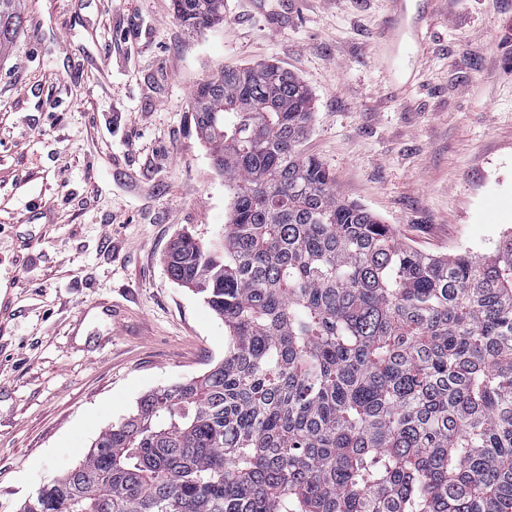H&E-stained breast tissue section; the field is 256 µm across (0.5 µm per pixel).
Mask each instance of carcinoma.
<instances>
[{
  "mask_svg": "<svg viewBox=\"0 0 512 512\" xmlns=\"http://www.w3.org/2000/svg\"><path fill=\"white\" fill-rule=\"evenodd\" d=\"M191 32L224 0H173ZM0 0V55L15 43ZM310 88L269 63L193 93L224 231L168 275L224 322V358L143 396L20 512H512V233L423 254L300 151Z\"/></svg>",
  "mask_w": 512,
  "mask_h": 512,
  "instance_id": "carcinoma-1",
  "label": "carcinoma"
}]
</instances>
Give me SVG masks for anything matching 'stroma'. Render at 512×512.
<instances>
[{
	"label": "stroma",
	"instance_id": "35a3bbf8",
	"mask_svg": "<svg viewBox=\"0 0 512 512\" xmlns=\"http://www.w3.org/2000/svg\"><path fill=\"white\" fill-rule=\"evenodd\" d=\"M18 0L0 58V512L81 462L145 393L221 360L223 322L168 276L228 192L191 122L196 86L273 62L315 96L304 153L413 248L491 254L512 231V0ZM177 19L188 31H202L224 21V0H173Z\"/></svg>",
	"mask_w": 512,
	"mask_h": 512
}]
</instances>
